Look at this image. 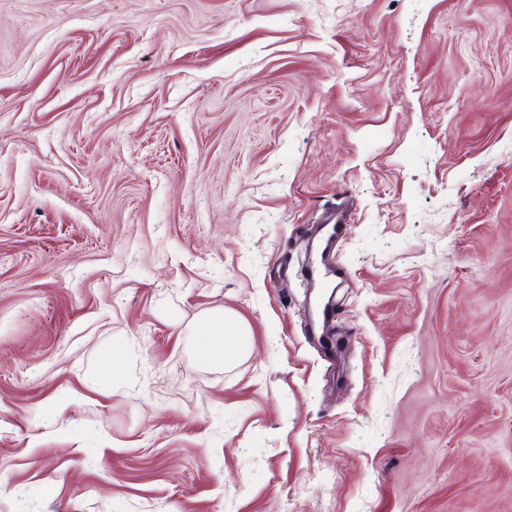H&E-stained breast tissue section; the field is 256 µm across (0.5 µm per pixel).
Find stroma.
<instances>
[{
	"label": "stroma",
	"mask_w": 512,
	"mask_h": 512,
	"mask_svg": "<svg viewBox=\"0 0 512 512\" xmlns=\"http://www.w3.org/2000/svg\"><path fill=\"white\" fill-rule=\"evenodd\" d=\"M0 512H512V0H0ZM194 336L196 357L204 364L226 363L250 349L248 327L224 309L201 314L194 323Z\"/></svg>",
	"instance_id": "35a3bbf8"
}]
</instances>
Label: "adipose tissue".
<instances>
[{"instance_id":"obj_1","label":"adipose tissue","mask_w":512,"mask_h":512,"mask_svg":"<svg viewBox=\"0 0 512 512\" xmlns=\"http://www.w3.org/2000/svg\"><path fill=\"white\" fill-rule=\"evenodd\" d=\"M194 336L196 357L205 364L231 361L250 349L248 327L221 309L201 314L194 323Z\"/></svg>"}]
</instances>
